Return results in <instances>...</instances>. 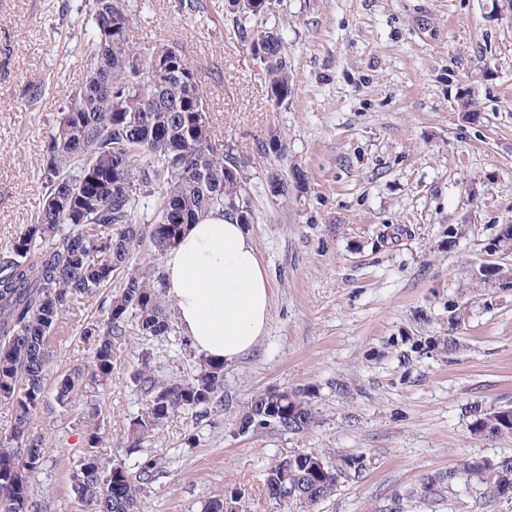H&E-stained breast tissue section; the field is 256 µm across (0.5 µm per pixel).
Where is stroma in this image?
Masks as SVG:
<instances>
[{
	"mask_svg": "<svg viewBox=\"0 0 512 512\" xmlns=\"http://www.w3.org/2000/svg\"><path fill=\"white\" fill-rule=\"evenodd\" d=\"M83 17L84 0H0V250L42 207L46 136L86 75ZM129 17L136 47L173 45L195 66L212 137L245 161L247 231L271 288L266 332L225 366L221 406L202 421L176 414L146 438L160 471L141 512H200L230 493L246 512H387L397 495L404 512H512L511 497L477 480L433 507L414 495L462 458L512 459V435L472 429L475 411L512 407V253L486 251L512 225V0H274L245 24L283 38L295 93L280 107L225 0H129ZM272 134L283 159L254 151ZM106 316L102 297L88 298L50 336L31 418L45 440L31 491L47 512H88L70 473L90 412L101 459L136 463L124 444L145 408L131 382L140 353L166 380L201 360L178 335H132L110 381H84L59 404L58 380L91 361L84 328ZM448 336L455 349L442 348ZM302 388L313 427L241 432L256 392ZM302 451L331 466L360 457L364 469L305 511L265 485L277 460Z\"/></svg>",
	"mask_w": 512,
	"mask_h": 512,
	"instance_id": "1",
	"label": "stroma"
}]
</instances>
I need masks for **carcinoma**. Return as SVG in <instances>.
<instances>
[{"mask_svg":"<svg viewBox=\"0 0 512 512\" xmlns=\"http://www.w3.org/2000/svg\"><path fill=\"white\" fill-rule=\"evenodd\" d=\"M83 30L87 73L59 113L44 146L45 195L36 223L0 250V402L11 405V434L0 446V512H43L31 496L30 477L44 460V439L30 420L45 397L53 360L49 339L63 315L81 300L112 287L107 317L84 328L92 339L88 370L74 369L57 384L56 398L71 399L78 383L112 378L114 349L127 332L162 337L174 332L166 311L158 265L131 267L138 248L156 257L175 247L187 224L213 210L242 224L254 221L245 162L212 138L204 91L183 54L168 68L153 64L163 47L140 52L129 34L128 0H85ZM232 12L258 16L271 0H232ZM247 50L265 76L269 100L288 103L294 91L280 33L243 29ZM165 100L154 101L157 84ZM265 157L282 159L286 144L276 135L256 142ZM180 222L164 223L167 211ZM133 383L146 402L136 417L127 448H141L157 426L180 412L204 420L224 388V364L203 361L184 379L158 380L150 357L141 359ZM312 394L265 390L256 393L240 420L244 432L278 426L299 433L313 426ZM473 431L488 437L512 434V409L477 413ZM101 423L84 431L85 451L71 475L78 501L92 512H139L141 493L158 475V461L146 455L131 473L96 453ZM363 470L351 457L333 468L314 452L279 459L266 474L268 491L285 492L304 508L331 494L336 484ZM483 480L497 497L512 493V460L463 458L446 472L423 477L434 503L460 480Z\"/></svg>","mask_w":512,"mask_h":512,"instance_id":"carcinoma-1","label":"carcinoma"}]
</instances>
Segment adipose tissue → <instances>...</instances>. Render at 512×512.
<instances>
[{"label":"adipose tissue","mask_w":512,"mask_h":512,"mask_svg":"<svg viewBox=\"0 0 512 512\" xmlns=\"http://www.w3.org/2000/svg\"><path fill=\"white\" fill-rule=\"evenodd\" d=\"M163 281L182 335L206 359L234 362L263 336L270 279L236 220L214 213L187 225L164 256Z\"/></svg>","instance_id":"1"}]
</instances>
